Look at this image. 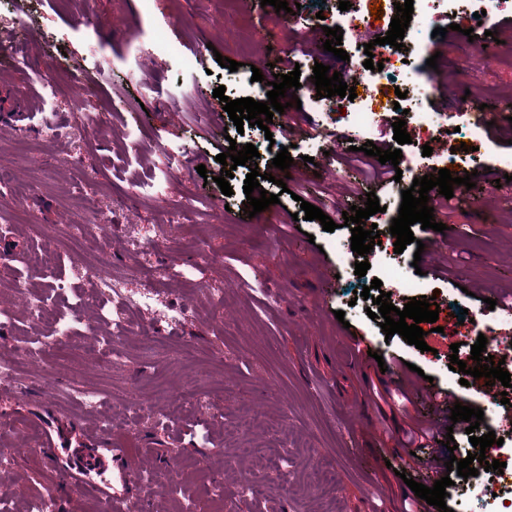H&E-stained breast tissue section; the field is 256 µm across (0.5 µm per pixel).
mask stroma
<instances>
[{
    "label": "stroma",
    "mask_w": 512,
    "mask_h": 512,
    "mask_svg": "<svg viewBox=\"0 0 512 512\" xmlns=\"http://www.w3.org/2000/svg\"><path fill=\"white\" fill-rule=\"evenodd\" d=\"M225 0H0V97L28 101L21 129L0 127V358L36 342L55 347L53 357L20 360L16 371L23 394L0 396V500L24 512L53 493L55 512H105L94 496L73 490L44 460L32 420L43 405L95 426L112 420L116 447L138 468L162 473L147 512H172L175 504L193 512H226L214 488L233 494L240 474L231 457L243 458L254 487L237 500V512H400L409 481L428 483L425 468L402 466L399 450L423 401L403 400L401 378L410 366L430 376L465 406L485 407L488 386L455 385L449 378L451 353L462 330L460 309H483L485 299L512 302V180L495 185L477 180L475 190L455 197L452 214L439 221L455 225L454 246L433 256L434 268L420 276L426 296H439L437 323H423L427 351L401 336H385L355 291L370 287L377 269L354 275L338 248L350 244L342 213L363 206L368 193L380 205L393 201L391 187L377 188L360 162L336 164L325 148L347 154L349 130L335 113L316 112L308 94L301 109L277 114L268 130L237 131L224 102H263L273 67L286 56L300 65V83L312 86L313 66L323 63L349 78L366 56L362 40L344 31L341 61L321 42L306 40L289 15L238 0L256 36L243 41L224 22ZM41 32L33 43L28 25ZM488 37L475 27L480 52L461 58L466 37L451 32L438 40L440 56L430 98L453 127L434 143L447 154L471 147L472 169L494 168L512 154V20L498 15ZM238 61L237 71L221 67L218 56ZM53 64L54 93L40 74ZM85 69L88 90L80 112L69 110L70 80ZM260 69L262 80L252 78ZM486 105L499 134L475 141L462 129L467 107ZM291 124L292 140L305 147L307 124L323 132L311 159L299 164L285 185H269L280 201L266 220L240 223L249 207L247 171L237 168L222 194L216 182L218 154L229 142L256 146L259 173H267L284 147L278 132ZM274 133L276 141L266 140ZM206 173V174H207ZM319 207L336 224L294 220L301 202ZM111 221L102 245L116 270L127 272L131 293L143 291L155 268L171 277L139 310L119 341L122 367L111 361L102 338L111 311L94 303L91 281L78 277L69 239L76 224ZM151 236L150 263L139 260L132 238ZM334 273L322 290L326 273ZM52 295L57 312L71 320L67 335L35 326L27 314V286ZM187 306V320L170 322L169 306ZM344 311L337 320L335 311ZM363 339L353 353L344 330ZM96 394L97 411H86L68 384ZM404 475H397V468Z\"/></svg>",
    "instance_id": "obj_1"
}]
</instances>
